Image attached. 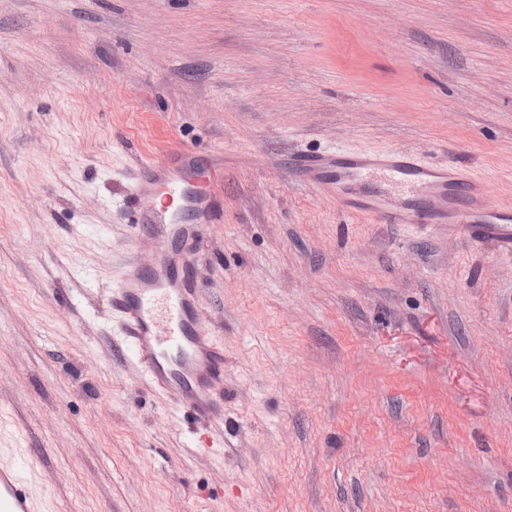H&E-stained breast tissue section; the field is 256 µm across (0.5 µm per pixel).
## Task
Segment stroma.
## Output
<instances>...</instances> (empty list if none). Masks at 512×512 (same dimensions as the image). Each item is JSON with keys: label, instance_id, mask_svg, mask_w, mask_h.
<instances>
[{"label": "stroma", "instance_id": "stroma-1", "mask_svg": "<svg viewBox=\"0 0 512 512\" xmlns=\"http://www.w3.org/2000/svg\"><path fill=\"white\" fill-rule=\"evenodd\" d=\"M400 149L512 205V0H0V458L43 512H512V251L290 167ZM221 174L196 258L224 418L107 299L143 158Z\"/></svg>", "mask_w": 512, "mask_h": 512}]
</instances>
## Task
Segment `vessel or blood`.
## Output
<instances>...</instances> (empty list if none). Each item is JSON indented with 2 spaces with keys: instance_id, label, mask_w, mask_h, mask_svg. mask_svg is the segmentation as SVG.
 <instances>
[{
  "instance_id": "b4317fda",
  "label": "vessel or blood",
  "mask_w": 512,
  "mask_h": 512,
  "mask_svg": "<svg viewBox=\"0 0 512 512\" xmlns=\"http://www.w3.org/2000/svg\"><path fill=\"white\" fill-rule=\"evenodd\" d=\"M291 166L335 195L346 212L381 224L463 226L475 238L512 249V207L488 205V185L456 169L400 149L303 154ZM194 180L188 163H139L131 198H168L162 209L138 214L159 258L149 269L134 259L125 263L109 307L150 385L195 419L212 421L223 415L224 346L203 324L194 250L201 245L202 225L221 221L219 185L213 173L206 189H195ZM0 512H37L30 481L10 462L0 463Z\"/></svg>"
}]
</instances>
